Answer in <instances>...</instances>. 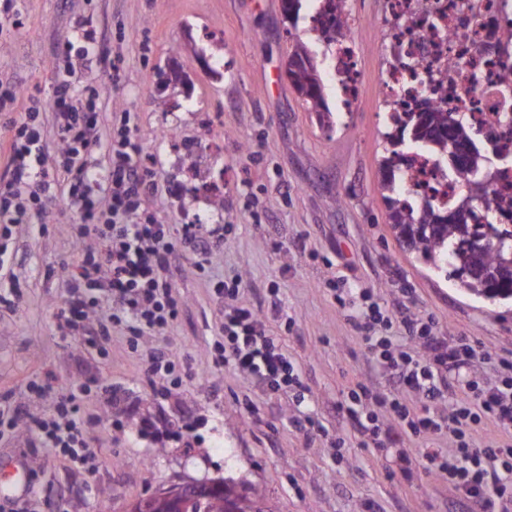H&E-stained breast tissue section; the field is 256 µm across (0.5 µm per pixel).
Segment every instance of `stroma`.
<instances>
[{
	"mask_svg": "<svg viewBox=\"0 0 512 512\" xmlns=\"http://www.w3.org/2000/svg\"><path fill=\"white\" fill-rule=\"evenodd\" d=\"M305 0L298 22L280 0H19V27L0 26V79L36 97L49 121L62 47L72 55L77 22L106 36L84 78L97 85L104 135L128 117L155 186L145 209L159 222L224 227V246L175 282L173 327L131 344L113 332L103 352L85 350L59 327L58 308L82 244L79 217L64 201L13 226L0 255V290L18 285L17 307L0 305V412L46 414L55 388L84 385L98 469L88 474L25 432H0V464L23 457L35 512H127L136 501L192 481L233 479L270 512H469L447 477L417 468L413 483L393 462L358 447L338 409L346 385L391 389L336 303L337 290L368 289L393 312L434 317L448 339H478L490 356L460 374L436 412L464 396L462 380L493 378L492 354L512 353V300L467 295L420 256L404 251L379 185L387 126L376 92L384 50L374 37L382 0H354L364 84L351 111L320 124L286 74L292 32L315 42ZM219 139L220 153L203 152ZM222 172L217 197L184 194L193 174ZM240 278V304L263 309L277 289L291 322L283 337L303 388L268 393L231 366L213 365L224 299L214 286ZM170 349L185 376L147 377L150 351ZM52 393L31 399V382ZM311 417L315 430L296 422ZM348 443L337 461L333 443Z\"/></svg>",
	"mask_w": 512,
	"mask_h": 512,
	"instance_id": "obj_1",
	"label": "stroma"
}]
</instances>
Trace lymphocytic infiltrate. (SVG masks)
<instances>
[{
  "label": "lymphocytic infiltrate",
  "mask_w": 512,
  "mask_h": 512,
  "mask_svg": "<svg viewBox=\"0 0 512 512\" xmlns=\"http://www.w3.org/2000/svg\"><path fill=\"white\" fill-rule=\"evenodd\" d=\"M58 82L54 100V128L60 146L57 166L70 177L59 188L53 172L34 167L31 157L46 139L36 121V102L28 100L22 119L10 120L11 134L5 144L9 185L0 190V215H10L20 224L29 211L61 197L80 211L84 223L80 237L87 243L82 259L63 298L59 318L67 335L78 337L88 350H101L111 326H125L130 335L146 329L162 330L179 312L172 288L181 274L177 262L181 249L204 252L224 245L221 227L203 230L198 224H163L148 216L141 200L152 187L154 175L136 164L140 146L129 125H121L112 138L107 187L97 194L88 164L81 155L100 141L98 92L85 87L75 94L74 79L89 66L88 59L61 52L55 61ZM239 280L217 283L224 296V342L218 345L215 365H231L246 371L265 390L276 393L297 384L296 367L289 359L281 335L288 330L278 302L267 311L238 305ZM361 341L383 366L396 388L395 395L374 394L365 384L350 386L340 407L355 422L359 445L387 456L393 436H421L448 432L449 449H430L425 454L430 469L447 474L460 496L474 512H512V447L497 441L479 447L468 435L482 418L496 419L504 429L512 428V354L495 359L496 380L467 381L470 405L449 406L434 412L449 387L448 374L479 358H487L484 345L473 338L449 341L435 333L432 320L403 316L393 319L378 304L351 316ZM401 325L412 348L395 345L391 330ZM37 395L55 392L52 414L30 415V435L42 448H57L71 460L91 462L89 423L76 405L74 389L52 390L50 385L33 387ZM420 393L422 402L411 408L402 393Z\"/></svg>",
  "instance_id": "lymphocytic-infiltrate-1"
}]
</instances>
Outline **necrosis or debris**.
Segmentation results:
<instances>
[{"label":"necrosis or debris","mask_w":512,"mask_h":512,"mask_svg":"<svg viewBox=\"0 0 512 512\" xmlns=\"http://www.w3.org/2000/svg\"><path fill=\"white\" fill-rule=\"evenodd\" d=\"M512 26V0H385L375 35L386 59L377 77L387 112H423L446 106L464 114L474 127L494 132L497 145L512 152V125L502 115L512 112V42L504 32ZM358 46L354 37L337 40L330 70L336 103L349 110L359 95ZM448 79V97L433 89ZM410 199L430 200L447 209L458 188L446 167L425 154L410 155L402 166Z\"/></svg>","instance_id":"1"}]
</instances>
